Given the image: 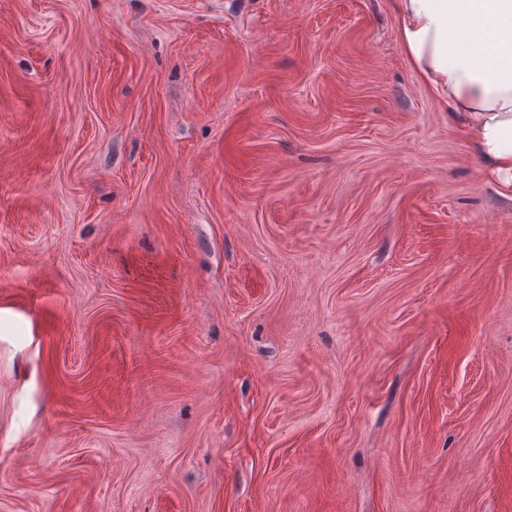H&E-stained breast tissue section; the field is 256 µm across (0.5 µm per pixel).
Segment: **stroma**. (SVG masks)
Wrapping results in <instances>:
<instances>
[{"label": "stroma", "mask_w": 512, "mask_h": 512, "mask_svg": "<svg viewBox=\"0 0 512 512\" xmlns=\"http://www.w3.org/2000/svg\"><path fill=\"white\" fill-rule=\"evenodd\" d=\"M0 512H512V186L391 0H0Z\"/></svg>", "instance_id": "obj_1"}]
</instances>
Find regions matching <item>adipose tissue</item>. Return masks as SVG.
Masks as SVG:
<instances>
[{"mask_svg":"<svg viewBox=\"0 0 512 512\" xmlns=\"http://www.w3.org/2000/svg\"><path fill=\"white\" fill-rule=\"evenodd\" d=\"M393 11L413 69L512 184V0H394Z\"/></svg>","mask_w":512,"mask_h":512,"instance_id":"ef3b65f1","label":"adipose tissue"}]
</instances>
